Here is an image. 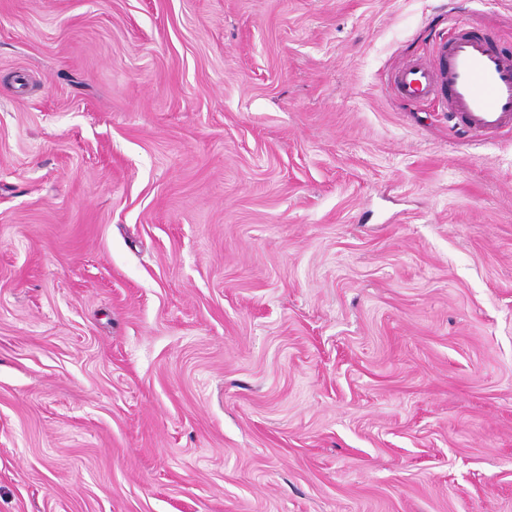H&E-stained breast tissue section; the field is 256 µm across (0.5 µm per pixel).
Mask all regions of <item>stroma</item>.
I'll return each mask as SVG.
<instances>
[{"label": "stroma", "instance_id": "1", "mask_svg": "<svg viewBox=\"0 0 512 512\" xmlns=\"http://www.w3.org/2000/svg\"><path fill=\"white\" fill-rule=\"evenodd\" d=\"M512 0H0V512H512V129L394 75Z\"/></svg>", "mask_w": 512, "mask_h": 512}]
</instances>
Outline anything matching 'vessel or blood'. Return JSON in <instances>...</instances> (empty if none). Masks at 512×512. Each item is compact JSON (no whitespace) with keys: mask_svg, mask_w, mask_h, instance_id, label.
<instances>
[{"mask_svg":"<svg viewBox=\"0 0 512 512\" xmlns=\"http://www.w3.org/2000/svg\"><path fill=\"white\" fill-rule=\"evenodd\" d=\"M406 97L443 103L469 132L487 137L512 128V56L486 38L457 29L431 61L405 62L394 77Z\"/></svg>","mask_w":512,"mask_h":512,"instance_id":"1","label":"vessel or blood"}]
</instances>
